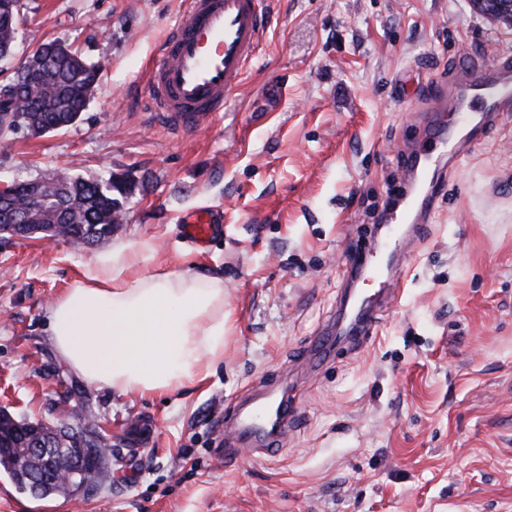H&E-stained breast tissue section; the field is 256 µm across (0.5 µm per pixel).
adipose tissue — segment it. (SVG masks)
Instances as JSON below:
<instances>
[{"label": "adipose tissue", "instance_id": "1", "mask_svg": "<svg viewBox=\"0 0 512 512\" xmlns=\"http://www.w3.org/2000/svg\"><path fill=\"white\" fill-rule=\"evenodd\" d=\"M152 252L146 240L99 252L48 309L70 369L120 396L182 391L224 357L223 279L152 269Z\"/></svg>", "mask_w": 512, "mask_h": 512}]
</instances>
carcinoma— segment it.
Here are the masks:
<instances>
[{"label":"carcinoma","mask_w":512,"mask_h":512,"mask_svg":"<svg viewBox=\"0 0 512 512\" xmlns=\"http://www.w3.org/2000/svg\"><path fill=\"white\" fill-rule=\"evenodd\" d=\"M18 0H0V58L12 54L19 21ZM41 62L21 67L23 80L0 89V144L7 145L9 134L19 127L34 124L50 131H61L74 124L85 111L89 90L95 86L100 67L81 59L75 51L64 53L51 40L39 44ZM49 194L56 198L70 194L74 211L70 223L63 224L61 236L74 246H92L110 236L115 219L123 214L124 200L133 195L136 181L126 174L114 173L106 182L89 181L66 174L45 181ZM16 206L27 212L31 224H57L55 206L44 208L34 202L26 184L15 187ZM71 417H63L48 428L44 422L18 418L0 409V472L7 474L16 488L31 494L28 475L36 471L42 482L38 498L56 494L75 495L77 490L66 485L60 474L81 464L95 483L110 476L112 452L101 450L104 436L96 427L87 431L96 456H81L68 442L54 446L53 439L68 435Z\"/></svg>","instance_id":"obj_1"}]
</instances>
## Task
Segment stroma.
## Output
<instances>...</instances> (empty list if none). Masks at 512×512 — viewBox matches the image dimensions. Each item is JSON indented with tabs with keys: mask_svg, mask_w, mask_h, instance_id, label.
Listing matches in <instances>:
<instances>
[{
	"mask_svg": "<svg viewBox=\"0 0 512 512\" xmlns=\"http://www.w3.org/2000/svg\"><path fill=\"white\" fill-rule=\"evenodd\" d=\"M187 2L20 0L0 85L50 38L101 72L73 126L11 134L0 183L65 171L127 173L138 187L100 246L0 239V408L46 423L84 410L119 448L144 419L154 438L87 496L34 499L0 473V512H512V111L441 181L373 337L307 362L433 88L512 57V28L470 0H266L244 84L188 133L146 101ZM201 208L224 223L199 248L183 226ZM143 239L157 267L224 280V360L166 398L89 384L47 328L83 263ZM280 385L294 415L279 446L219 456L236 400Z\"/></svg>",
	"mask_w": 512,
	"mask_h": 512,
	"instance_id": "35a3bbf8",
	"label": "stroma"
}]
</instances>
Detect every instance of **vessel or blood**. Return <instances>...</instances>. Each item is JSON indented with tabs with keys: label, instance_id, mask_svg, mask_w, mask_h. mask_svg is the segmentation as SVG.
I'll return each instance as SVG.
<instances>
[{
	"label": "vessel or blood",
	"instance_id": "vessel-or-blood-1",
	"mask_svg": "<svg viewBox=\"0 0 512 512\" xmlns=\"http://www.w3.org/2000/svg\"><path fill=\"white\" fill-rule=\"evenodd\" d=\"M268 27L264 0H189L149 74L147 91L154 111L167 113L183 130L205 125L242 86ZM511 107L512 59L507 57L498 59L492 72L462 74L438 87L421 123L420 139L406 155L408 187L396 191L388 223L377 238L386 263L396 264L430 221L440 178L450 160L449 148L464 152L490 120ZM215 230L213 214L201 211L187 220L183 233L191 244L200 246ZM349 262L355 278L364 270L381 276L386 264L360 252ZM395 298L390 291L385 299L362 302L356 313L340 310L345 324L342 343L353 347L372 336L384 301ZM271 410L279 431H286L293 416L287 399L274 407L266 401L241 404L229 412L224 418V456H241L237 443L242 436L257 446H268L262 427Z\"/></svg>",
	"mask_w": 512,
	"mask_h": 512
}]
</instances>
